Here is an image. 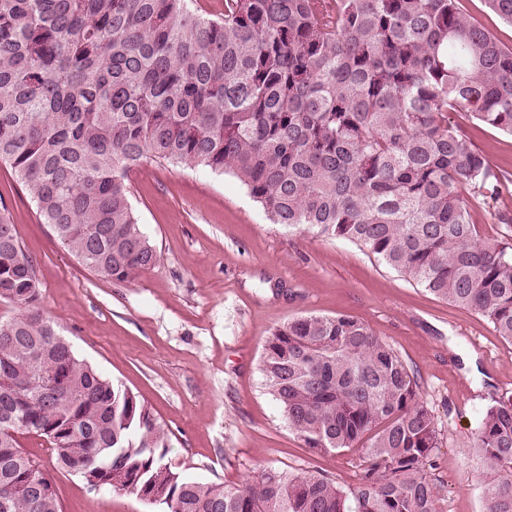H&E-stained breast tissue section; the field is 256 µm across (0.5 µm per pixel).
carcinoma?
Wrapping results in <instances>:
<instances>
[{
	"label": "carcinoma",
	"mask_w": 512,
	"mask_h": 512,
	"mask_svg": "<svg viewBox=\"0 0 512 512\" xmlns=\"http://www.w3.org/2000/svg\"><path fill=\"white\" fill-rule=\"evenodd\" d=\"M512 26V0H482ZM512 136V47L462 0H0V165L44 223L116 282L159 255L130 203L145 161L234 176L273 224L349 240L512 343V244L481 234L469 186L512 182L448 121ZM0 502L62 512L22 448L162 512H443L434 415L406 364L358 318L274 328L262 357L288 427L318 453L365 440L346 494L265 467L235 485L168 460L151 408L81 358L45 312L33 261L0 211ZM484 512H512V396L481 415Z\"/></svg>",
	"instance_id": "obj_1"
}]
</instances>
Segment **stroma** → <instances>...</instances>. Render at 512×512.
<instances>
[{
  "instance_id": "35a3bbf8",
  "label": "stroma",
  "mask_w": 512,
  "mask_h": 512,
  "mask_svg": "<svg viewBox=\"0 0 512 512\" xmlns=\"http://www.w3.org/2000/svg\"><path fill=\"white\" fill-rule=\"evenodd\" d=\"M490 163L512 171V137L449 113ZM132 204L158 264L126 282L101 278L39 218L0 166V205L32 257L43 304L77 353L150 406L188 477L237 484L265 466L320 471L349 490L361 447L307 448L268 393L261 360L280 323L310 315L362 320L407 365L442 445L431 477L444 512H482L480 416L512 395V344L476 313L439 299L344 240L270 223L233 176L160 165L130 174ZM57 485L64 512H162L59 470L46 441L22 437Z\"/></svg>"
}]
</instances>
